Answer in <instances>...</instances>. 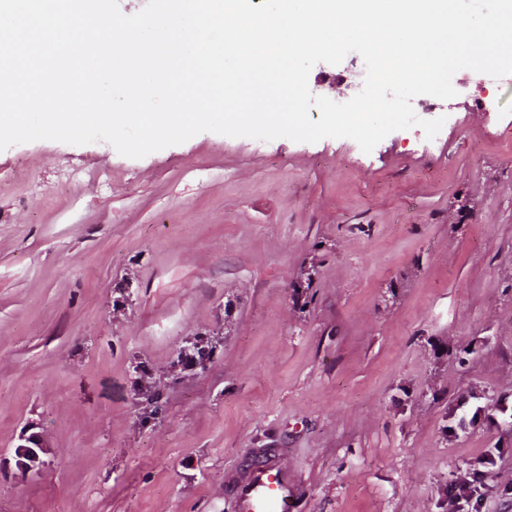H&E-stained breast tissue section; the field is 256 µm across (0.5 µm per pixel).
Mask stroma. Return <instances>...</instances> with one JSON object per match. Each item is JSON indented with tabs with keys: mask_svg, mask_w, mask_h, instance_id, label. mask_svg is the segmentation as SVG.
<instances>
[{
	"mask_svg": "<svg viewBox=\"0 0 512 512\" xmlns=\"http://www.w3.org/2000/svg\"><path fill=\"white\" fill-rule=\"evenodd\" d=\"M349 53L309 88L350 100ZM415 98L439 139L202 132L0 151V512H234L280 448L294 512H448L512 491V83ZM212 352L187 370L180 350ZM485 415L461 431L458 403ZM38 435L39 470L12 465ZM477 465L462 477L448 486V508L450 512H480L479 506L483 500L485 492L484 474L486 470L479 469L490 468L496 465V456L492 451L480 456ZM462 504L469 508L465 510Z\"/></svg>",
	"mask_w": 512,
	"mask_h": 512,
	"instance_id": "1",
	"label": "stroma"
}]
</instances>
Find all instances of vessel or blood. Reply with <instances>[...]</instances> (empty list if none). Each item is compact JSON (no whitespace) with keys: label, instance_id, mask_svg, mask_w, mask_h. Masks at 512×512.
<instances>
[{"label":"vessel or blood","instance_id":"b4317fda","mask_svg":"<svg viewBox=\"0 0 512 512\" xmlns=\"http://www.w3.org/2000/svg\"><path fill=\"white\" fill-rule=\"evenodd\" d=\"M237 512H293L299 494L278 451L254 457L227 480Z\"/></svg>","mask_w":512,"mask_h":512}]
</instances>
